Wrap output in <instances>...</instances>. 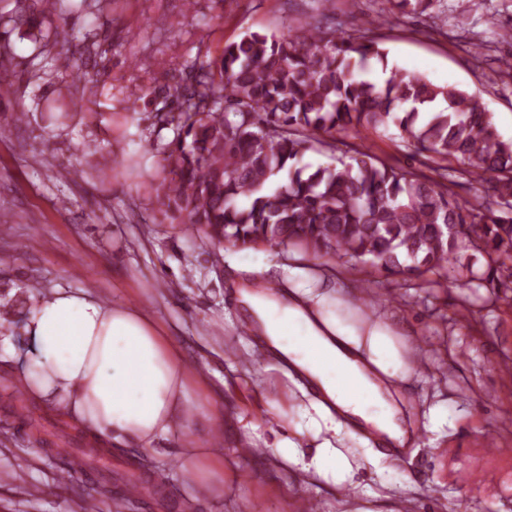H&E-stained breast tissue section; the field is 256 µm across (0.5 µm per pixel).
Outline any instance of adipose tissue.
Here are the masks:
<instances>
[{"mask_svg": "<svg viewBox=\"0 0 512 512\" xmlns=\"http://www.w3.org/2000/svg\"><path fill=\"white\" fill-rule=\"evenodd\" d=\"M229 286L267 346L335 402V410L311 421L313 433L338 435L351 423L405 443L407 428L385 382L407 375V351L389 322L340 318L339 296L314 300L298 287L267 291L244 278ZM21 333L29 344L24 353L12 335H0V365L21 381L27 397L72 419L102 446L143 451L174 437L184 419L186 360L141 306L108 305L58 288L32 302ZM273 452L329 484H353L349 461L330 440L304 450L284 437Z\"/></svg>", "mask_w": 512, "mask_h": 512, "instance_id": "1", "label": "adipose tissue"}]
</instances>
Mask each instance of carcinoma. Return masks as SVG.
I'll return each instance as SVG.
<instances>
[{"instance_id":"obj_1","label":"carcinoma","mask_w":512,"mask_h":512,"mask_svg":"<svg viewBox=\"0 0 512 512\" xmlns=\"http://www.w3.org/2000/svg\"><path fill=\"white\" fill-rule=\"evenodd\" d=\"M389 16L439 18L438 0H388ZM12 28L36 38L34 5ZM306 22L282 34L249 31L217 59L196 57L160 88L168 111L152 125L162 146L160 205L215 246H299L316 257L368 264L400 287L434 295L450 280L512 297V140L455 85H438L390 61L376 30ZM380 66L381 78L363 72ZM352 139L345 157L313 166L310 152ZM399 136L420 168L375 156L366 136ZM476 182L483 203L456 188ZM470 224L471 231H452ZM481 266H476L478 260Z\"/></svg>"}]
</instances>
